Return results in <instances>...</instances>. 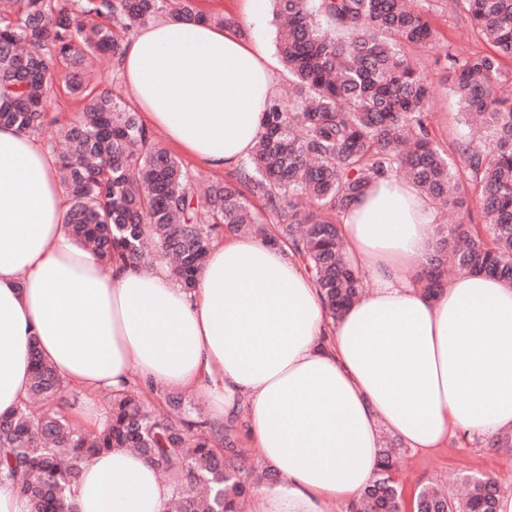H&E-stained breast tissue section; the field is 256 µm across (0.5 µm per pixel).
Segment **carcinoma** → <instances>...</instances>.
Returning <instances> with one entry per match:
<instances>
[{"label":"carcinoma","instance_id":"carcinoma-1","mask_svg":"<svg viewBox=\"0 0 512 512\" xmlns=\"http://www.w3.org/2000/svg\"><path fill=\"white\" fill-rule=\"evenodd\" d=\"M286 20L276 51L293 93L273 98L264 131L233 174L201 196L192 175L117 95L87 78L94 57L120 65L122 44L160 16L207 20L237 30L224 14L194 12L182 0H13L0 12V125L36 135L59 130L61 169L71 204L73 241L102 267L116 259L138 268L158 262L194 292L213 242L247 232L300 258L336 317L362 295L365 276L341 250L339 216L374 180L403 174L433 204L459 214L481 209V224L436 228L420 278L437 295L456 272L486 273L512 285V0H450L491 50L446 48L442 69L467 131L453 152L434 139L428 105L434 86L410 59L438 40L421 0H270ZM85 101L68 121L49 116L54 86ZM266 213L278 219L269 224ZM27 398L0 415V484L26 499L28 512H76L68 493L92 456L112 448L143 455L175 484L179 512H238L250 493L249 468L228 424L200 420L180 396L162 393L183 418L152 412L128 388L111 394L105 426L75 427L61 410L67 385L31 338ZM38 399L47 405L32 408ZM390 449L349 512H402ZM500 483L468 481L461 497L425 486L414 512H497Z\"/></svg>","mask_w":512,"mask_h":512}]
</instances>
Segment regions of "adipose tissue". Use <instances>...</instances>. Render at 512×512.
I'll return each mask as SVG.
<instances>
[{
    "mask_svg": "<svg viewBox=\"0 0 512 512\" xmlns=\"http://www.w3.org/2000/svg\"><path fill=\"white\" fill-rule=\"evenodd\" d=\"M121 74L151 128L209 167L251 153L276 92L260 42L167 17L125 41ZM58 171L37 137L0 126V415L28 393L32 335L88 421L100 392L135 381L196 392L217 422L243 402L254 457L278 475L250 512L356 499L385 430L428 453L454 428L512 427V287L476 274L435 298L417 287L435 214L413 184L378 179L341 214L346 258L372 289L333 318L288 246L260 237L214 242L191 294L161 265L102 274L70 239ZM172 493L115 448L86 463L73 499L78 512H166Z\"/></svg>",
    "mask_w": 512,
    "mask_h": 512,
    "instance_id": "obj_1",
    "label": "adipose tissue"
}]
</instances>
